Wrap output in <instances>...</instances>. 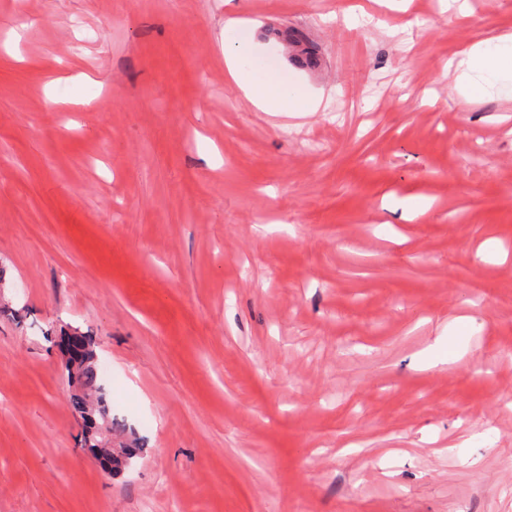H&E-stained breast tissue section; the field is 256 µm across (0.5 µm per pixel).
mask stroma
Instances as JSON below:
<instances>
[{"instance_id": "obj_1", "label": "stroma", "mask_w": 512, "mask_h": 512, "mask_svg": "<svg viewBox=\"0 0 512 512\" xmlns=\"http://www.w3.org/2000/svg\"><path fill=\"white\" fill-rule=\"evenodd\" d=\"M230 18L319 111L244 98ZM509 30L512 0H0V512H512V101L445 74ZM68 328L139 438L119 474ZM80 334L84 341L82 360L71 370V374L69 369L64 367L68 379L71 375V379L80 389L72 399L71 409L74 416L80 419L85 427L84 445L95 458L98 456L99 448H106L103 446L105 444L111 443L112 448L115 445L122 449L121 453L112 456V469L109 470V473L117 474L126 468L125 462L131 461L139 448L136 447L137 442L132 432L126 435L125 442H115L112 439L113 432L119 431L124 435L126 427L124 424L114 423V420L109 418L106 398L98 384L96 368L98 343L93 336Z\"/></svg>"}]
</instances>
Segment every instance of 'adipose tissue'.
<instances>
[{
	"mask_svg": "<svg viewBox=\"0 0 512 512\" xmlns=\"http://www.w3.org/2000/svg\"><path fill=\"white\" fill-rule=\"evenodd\" d=\"M224 61L227 73L245 97L264 112H315L321 101L299 94L272 72L254 62L246 21L228 20L224 25ZM454 88L468 99L496 90L512 99V33L506 32L474 44L460 59L449 60Z\"/></svg>",
	"mask_w": 512,
	"mask_h": 512,
	"instance_id": "adipose-tissue-1",
	"label": "adipose tissue"
}]
</instances>
